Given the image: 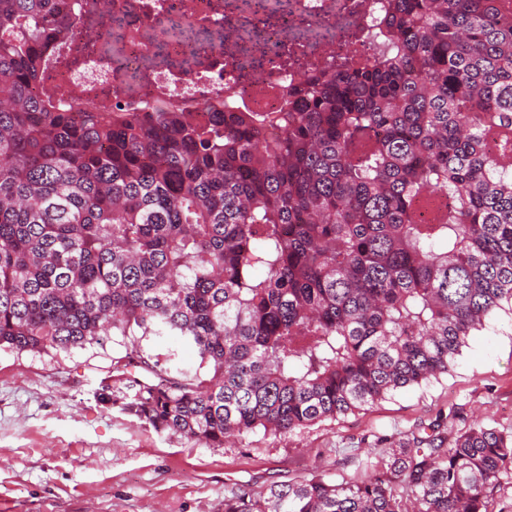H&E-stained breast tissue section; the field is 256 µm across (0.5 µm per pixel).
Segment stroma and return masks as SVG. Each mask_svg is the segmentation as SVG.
Here are the masks:
<instances>
[{"instance_id": "35a3bbf8", "label": "stroma", "mask_w": 512, "mask_h": 512, "mask_svg": "<svg viewBox=\"0 0 512 512\" xmlns=\"http://www.w3.org/2000/svg\"><path fill=\"white\" fill-rule=\"evenodd\" d=\"M109 343L57 358L0 351V512H224L240 486L267 491L311 473L362 481L366 459L461 409L512 427V316L474 332L447 375L286 437L207 448L161 435L96 399Z\"/></svg>"}]
</instances>
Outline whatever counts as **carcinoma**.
I'll return each mask as SVG.
<instances>
[{
	"label": "carcinoma",
	"instance_id": "cac0c4a2",
	"mask_svg": "<svg viewBox=\"0 0 512 512\" xmlns=\"http://www.w3.org/2000/svg\"><path fill=\"white\" fill-rule=\"evenodd\" d=\"M79 26L68 0H0V350L110 336L97 400L222 448L437 379L512 315V0H389L375 55L279 112H68L36 92L39 57ZM169 336L198 369L150 351ZM458 418L366 480L224 512H507L512 428Z\"/></svg>",
	"mask_w": 512,
	"mask_h": 512
}]
</instances>
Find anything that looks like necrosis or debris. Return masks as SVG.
I'll list each match as a JSON object with an SVG mask.
<instances>
[{
  "label": "necrosis or debris",
  "mask_w": 512,
  "mask_h": 512,
  "mask_svg": "<svg viewBox=\"0 0 512 512\" xmlns=\"http://www.w3.org/2000/svg\"><path fill=\"white\" fill-rule=\"evenodd\" d=\"M83 30L50 40L41 90L73 111L231 102L276 112L299 74L364 62L376 50L386 0H69ZM121 37L111 56L101 43Z\"/></svg>",
  "instance_id": "necrosis-or-debris-1"
}]
</instances>
